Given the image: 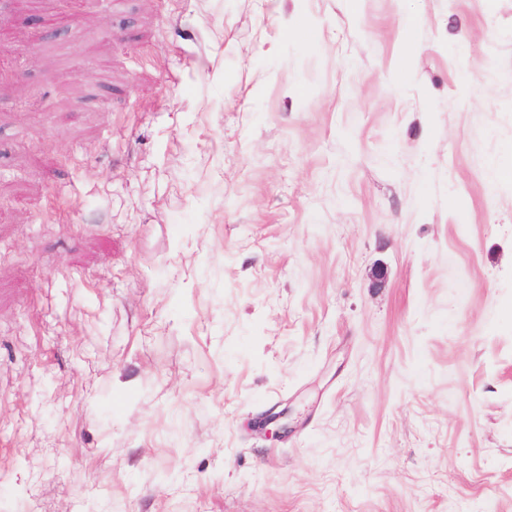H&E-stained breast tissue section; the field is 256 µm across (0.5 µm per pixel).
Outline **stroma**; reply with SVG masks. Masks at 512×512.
Instances as JSON below:
<instances>
[{"mask_svg": "<svg viewBox=\"0 0 512 512\" xmlns=\"http://www.w3.org/2000/svg\"><path fill=\"white\" fill-rule=\"evenodd\" d=\"M18 8L0 512H512V0ZM258 428L267 437L280 439L288 436V419L284 413L267 411L261 415Z\"/></svg>", "mask_w": 512, "mask_h": 512, "instance_id": "obj_1", "label": "stroma"}]
</instances>
